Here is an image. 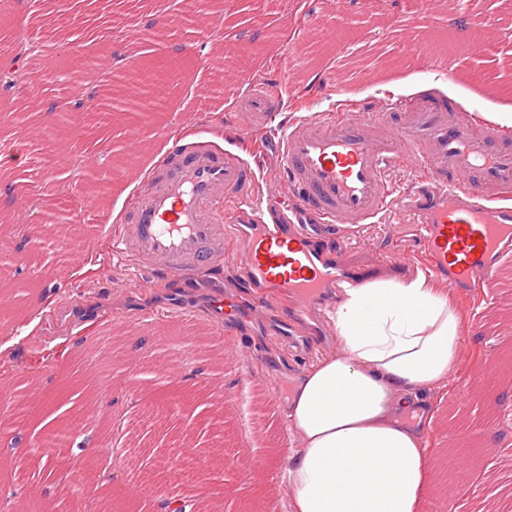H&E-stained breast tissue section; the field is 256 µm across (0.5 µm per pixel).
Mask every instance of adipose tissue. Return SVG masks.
I'll return each instance as SVG.
<instances>
[{"label": "adipose tissue", "instance_id": "1", "mask_svg": "<svg viewBox=\"0 0 512 512\" xmlns=\"http://www.w3.org/2000/svg\"><path fill=\"white\" fill-rule=\"evenodd\" d=\"M326 314L343 349L280 406L301 436L277 477L282 512H422L438 410L428 391L448 383L462 319L421 274L342 289Z\"/></svg>", "mask_w": 512, "mask_h": 512}]
</instances>
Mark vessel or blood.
<instances>
[{
	"label": "vessel or blood",
	"mask_w": 512,
	"mask_h": 512,
	"mask_svg": "<svg viewBox=\"0 0 512 512\" xmlns=\"http://www.w3.org/2000/svg\"><path fill=\"white\" fill-rule=\"evenodd\" d=\"M281 86L237 103L242 137L265 130L278 139L283 177L265 179L214 140L175 146L127 199L110 238L114 258L188 285L225 264L242 269L265 300L284 295L296 320L327 289L359 286L344 241L322 245L328 224H367L394 198L392 170L413 181L425 270L450 289L492 284L512 253V134L462 113L431 93L409 100L350 101L290 122L278 112ZM235 202L234 246L224 245V211Z\"/></svg>",
	"instance_id": "vessel-or-blood-1"
}]
</instances>
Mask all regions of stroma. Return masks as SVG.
<instances>
[{"instance_id":"obj_1","label":"stroma","mask_w":512,"mask_h":512,"mask_svg":"<svg viewBox=\"0 0 512 512\" xmlns=\"http://www.w3.org/2000/svg\"><path fill=\"white\" fill-rule=\"evenodd\" d=\"M330 9L331 0H210L208 10L194 15L185 0H24L23 8H11V31L46 47L27 58L28 88L39 108L27 107L16 90L0 86V128L12 130L10 147L24 160L12 173L13 181L25 184L24 228L47 243L44 250L24 252L11 270L0 268L11 290L10 316L0 320V391L25 394L15 406L12 430H0V458L18 461V473L30 469L36 455L32 438L56 388L68 381L75 363L86 361L101 385L69 456L87 465L101 449H116L104 491L122 512H153L151 498L133 501L125 495L138 480L128 463L136 449L186 446L224 448L241 467L220 476L206 470L191 485L173 478L166 495L218 496L221 512H279L277 472L293 436L270 382L287 385L320 358L339 353L335 326L316 314L303 328L304 349L296 350L277 335L289 317L288 299H270L266 317L251 315L254 293L239 268L180 288L156 285L150 272L114 263L108 236L135 184L121 178L97 193L95 165L87 167V180L71 187L68 165L60 164L33 126L49 121L51 104L75 103L89 91L88 59L130 50L150 22L169 33L159 57L176 64L178 84L168 109L141 129L147 167L172 148L167 131L188 122L202 137L216 129L229 134L226 149L245 158L258 153L265 174L278 176L281 161L269 133L245 142L233 138L237 100L272 76L291 86L292 116L325 111L341 96L363 101L428 89L478 117L512 113V46L503 42L512 29V0H347L343 36L331 44L315 35ZM425 34L447 46L436 60L406 52ZM476 36L495 42V52L482 60L463 55L461 46ZM212 54L222 57L223 71L210 68ZM340 69L346 77L341 95ZM369 72L378 73L381 84L366 82ZM132 125L126 115L110 112L97 132L64 140L102 156L107 148H124ZM48 194L65 198V223H41L37 205ZM340 238L347 242L348 260L358 266L420 248L415 212L403 198L374 223L334 228L326 243ZM75 239L97 241L96 263L72 265L68 249ZM218 294L227 313L217 325L209 306ZM448 299L467 336L456 372L465 377L469 398L461 406L446 393L434 435L442 450L467 443L484 458L476 480L458 495L445 471H438L425 512H502L512 475V257L478 297L452 291ZM478 350L496 363L495 374L475 362ZM171 368L180 373L174 383L167 378ZM258 458L267 460L266 470L247 473L246 464ZM72 500L65 483L36 476L18 504L29 512H52Z\"/></svg>"}]
</instances>
